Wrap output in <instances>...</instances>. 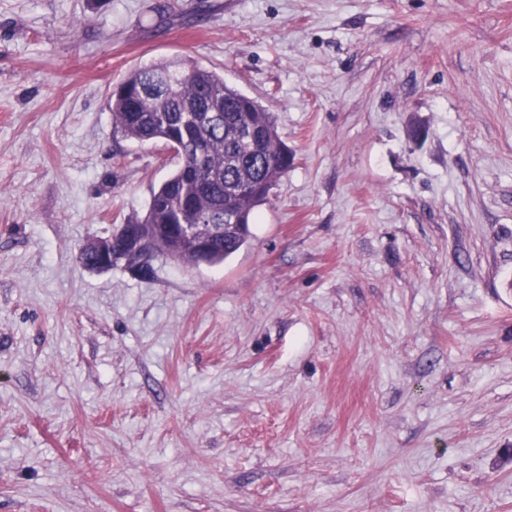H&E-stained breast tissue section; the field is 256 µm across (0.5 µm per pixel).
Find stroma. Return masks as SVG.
Returning <instances> with one entry per match:
<instances>
[{
    "instance_id": "obj_1",
    "label": "stroma",
    "mask_w": 512,
    "mask_h": 512,
    "mask_svg": "<svg viewBox=\"0 0 512 512\" xmlns=\"http://www.w3.org/2000/svg\"><path fill=\"white\" fill-rule=\"evenodd\" d=\"M176 58L294 163L223 263L89 271ZM0 512H512V0H0Z\"/></svg>"
}]
</instances>
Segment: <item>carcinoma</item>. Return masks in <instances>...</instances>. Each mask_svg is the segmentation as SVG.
<instances>
[{
    "mask_svg": "<svg viewBox=\"0 0 512 512\" xmlns=\"http://www.w3.org/2000/svg\"><path fill=\"white\" fill-rule=\"evenodd\" d=\"M112 124L141 144L162 140L179 159L174 172L153 190L144 224L153 225L159 252L193 260V250L174 246L178 224L193 223L192 210L212 212L224 229L213 236L210 263L218 264L251 236L254 208L293 164L275 122L259 103L224 84L218 72L200 65L164 61L130 72L109 97ZM241 181L258 191L235 193ZM112 265L141 267V253L119 241Z\"/></svg>",
    "mask_w": 512,
    "mask_h": 512,
    "instance_id": "1",
    "label": "carcinoma"
}]
</instances>
